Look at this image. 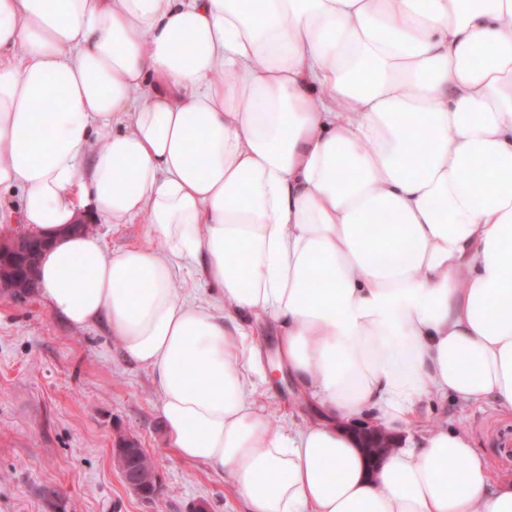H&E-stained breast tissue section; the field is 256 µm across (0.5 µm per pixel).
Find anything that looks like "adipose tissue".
<instances>
[{"label":"adipose tissue","instance_id":"ef3b65f1","mask_svg":"<svg viewBox=\"0 0 512 512\" xmlns=\"http://www.w3.org/2000/svg\"><path fill=\"white\" fill-rule=\"evenodd\" d=\"M2 192L0 238L48 241L41 301L152 372L170 447L246 512H512L465 432L374 465L350 429L512 412V0H0ZM242 315L315 420L257 406ZM94 223V231L104 240L108 248L113 250L123 248L133 244L152 245L156 238L150 232L149 224L143 220L134 222L135 224L109 225L103 224L99 219L87 216ZM175 288H180L181 291H188L193 293L198 300L205 302H213L214 310L220 316L224 313V307L216 300V291L209 286L202 284L199 275L194 267L184 269L182 276L176 282ZM258 335L256 336L261 345L262 358L264 361L268 363V365L272 366L276 361V354L278 349L277 344V331L276 327L273 323H269L267 325L262 326H254Z\"/></svg>","mask_w":512,"mask_h":512}]
</instances>
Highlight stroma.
I'll return each instance as SVG.
<instances>
[{"label":"stroma","mask_w":512,"mask_h":512,"mask_svg":"<svg viewBox=\"0 0 512 512\" xmlns=\"http://www.w3.org/2000/svg\"><path fill=\"white\" fill-rule=\"evenodd\" d=\"M256 400L279 428L309 417L287 380ZM156 402L151 373L103 328L70 327L34 294L0 295V512H244L223 473L173 454ZM435 423L463 427L479 454L512 471V416L435 399L416 428ZM127 442L155 458L160 496L122 481L111 450Z\"/></svg>","instance_id":"obj_1"}]
</instances>
